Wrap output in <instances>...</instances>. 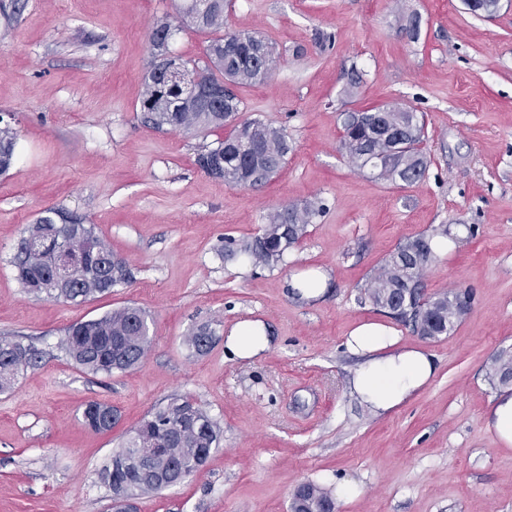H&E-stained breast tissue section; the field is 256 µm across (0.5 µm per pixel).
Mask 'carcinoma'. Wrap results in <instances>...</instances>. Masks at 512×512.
Instances as JSON below:
<instances>
[{
	"label": "carcinoma",
	"mask_w": 512,
	"mask_h": 512,
	"mask_svg": "<svg viewBox=\"0 0 512 512\" xmlns=\"http://www.w3.org/2000/svg\"><path fill=\"white\" fill-rule=\"evenodd\" d=\"M180 22L213 34L205 50V61L186 62L191 71L206 79L226 76L232 86H244L265 80L278 62L269 42L245 32H224V0H183L177 5ZM150 65L144 76L140 102L143 122L158 131H184L195 128H221L237 122L242 100L237 93L224 96V104L210 111H197L182 105L184 94L178 81L162 82ZM340 149L354 167L362 169L377 161L383 168L376 178L402 186L420 182L426 174L428 159L422 144L424 123L417 113L392 105L347 113L342 122ZM17 132L9 125L0 127V175L7 173L15 160ZM289 147L284 131L260 118L237 122L233 131L198 154L202 165L223 155L224 184L230 187L260 185L276 175L286 163ZM321 212V206L309 202L301 207L286 206L267 216L261 233L244 239L225 238L224 257L239 258L254 268L273 269L284 255L305 235L308 224ZM448 236V229H435L408 239L391 253L364 287V296L380 311L396 305L392 318L410 327L422 337L434 339L453 330L468 311L470 292L459 288L426 294L422 289L427 267L435 258L434 240ZM65 248L75 259L71 279L58 282L50 276L57 252ZM16 278L27 292L50 300L86 303L126 283L129 277L126 259L115 254L96 235L94 225L85 219L48 208L28 225L12 260ZM148 316L136 307H123L99 318L76 322L64 330L60 341L68 356L84 371L110 375L126 371L142 362L152 345V336L144 328ZM213 330L201 325L185 338L198 352L206 351ZM34 359L22 342L0 336V391L11 387L21 371ZM489 379L505 385L512 382V357L500 356ZM102 414L96 431H109L116 421L112 407L99 402L86 404L83 413ZM220 428L194 399L171 400L143 419L121 448L112 453L102 471L112 497L134 499L167 487L165 476L170 465L191 475L203 465V449L218 447ZM141 448H165L162 458L139 456ZM304 494L292 496L290 512L319 509L332 501L321 487L306 483Z\"/></svg>",
	"instance_id": "obj_1"
}]
</instances>
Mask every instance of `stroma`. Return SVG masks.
Listing matches in <instances>:
<instances>
[{"mask_svg": "<svg viewBox=\"0 0 512 512\" xmlns=\"http://www.w3.org/2000/svg\"><path fill=\"white\" fill-rule=\"evenodd\" d=\"M177 2L0 0V113L19 135L0 176V335L38 356L0 392V512H113L103 466L178 396L218 422L220 444L194 475L133 500L134 512H288L308 482L359 485L338 512H512V447L486 424L501 390L489 370L512 353V0L490 19L464 0H230L225 31L279 54L272 76L240 88V116L282 128L290 146L270 182L245 188L196 163L222 130L140 121L149 33L175 21ZM386 104L425 117L431 163L409 187L357 171L339 149L341 113ZM315 199L323 213L281 265L225 259V237L256 235L268 212ZM49 208L94 224L127 259L129 282L79 306L27 293L11 259ZM441 224L456 243L427 268V290L470 289L472 307L436 339L399 326L436 373L373 415L351 390L361 358L345 339L384 315L358 296L400 244ZM309 269L329 280L304 301L287 281ZM125 306L151 319L137 367L94 375L61 349L64 328ZM246 319L265 322L273 346L225 361L224 338ZM202 324L215 335L198 354L185 338ZM92 400L116 410L111 431L84 424Z\"/></svg>", "mask_w": 512, "mask_h": 512, "instance_id": "obj_1", "label": "stroma"}]
</instances>
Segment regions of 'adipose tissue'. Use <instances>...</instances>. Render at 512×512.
Here are the masks:
<instances>
[{"mask_svg": "<svg viewBox=\"0 0 512 512\" xmlns=\"http://www.w3.org/2000/svg\"><path fill=\"white\" fill-rule=\"evenodd\" d=\"M270 346L263 321L247 320L234 325L224 341L230 361L259 358ZM346 347L365 360L351 379V388L373 414L383 415L412 400L431 381L436 365L431 354L400 346L396 332L387 324L372 321L353 328Z\"/></svg>", "mask_w": 512, "mask_h": 512, "instance_id": "1", "label": "adipose tissue"}]
</instances>
